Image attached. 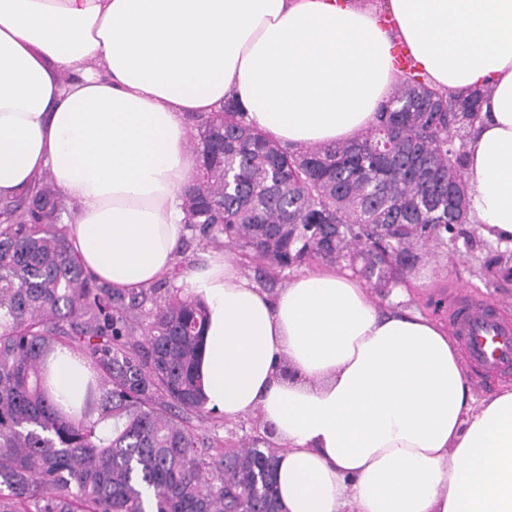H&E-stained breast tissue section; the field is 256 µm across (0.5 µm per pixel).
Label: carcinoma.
Returning a JSON list of instances; mask_svg holds the SVG:
<instances>
[{"label":"carcinoma","mask_w":512,"mask_h":512,"mask_svg":"<svg viewBox=\"0 0 512 512\" xmlns=\"http://www.w3.org/2000/svg\"><path fill=\"white\" fill-rule=\"evenodd\" d=\"M483 92H441L408 74L353 139L291 150L232 102L196 117L188 228L261 270L348 261L377 288L406 282L432 245L468 223L465 141ZM0 199V512H280L278 451L230 454L196 432L207 312L171 281L123 293L73 253L61 191ZM484 272L506 279L498 258ZM66 348L90 372L61 404L47 360Z\"/></svg>","instance_id":"carcinoma-1"}]
</instances>
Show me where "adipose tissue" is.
I'll return each mask as SVG.
<instances>
[{"label": "adipose tissue", "instance_id": "ef3b65f1", "mask_svg": "<svg viewBox=\"0 0 512 512\" xmlns=\"http://www.w3.org/2000/svg\"><path fill=\"white\" fill-rule=\"evenodd\" d=\"M398 43L433 87L486 90L470 219L512 246V0H0V198L46 177L83 268L141 291L187 233L192 117L231 100L281 144L349 140ZM186 283L206 406L283 446L282 512H512V383L475 400L439 322L337 267L269 292L225 249Z\"/></svg>", "mask_w": 512, "mask_h": 512}]
</instances>
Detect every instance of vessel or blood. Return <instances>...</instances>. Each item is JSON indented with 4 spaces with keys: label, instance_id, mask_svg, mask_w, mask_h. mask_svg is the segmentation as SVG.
<instances>
[{
    "label": "vessel or blood",
    "instance_id": "obj_1",
    "mask_svg": "<svg viewBox=\"0 0 512 512\" xmlns=\"http://www.w3.org/2000/svg\"><path fill=\"white\" fill-rule=\"evenodd\" d=\"M453 326L473 363L490 371L512 366V329L501 325L491 307L464 299L453 311Z\"/></svg>",
    "mask_w": 512,
    "mask_h": 512
}]
</instances>
